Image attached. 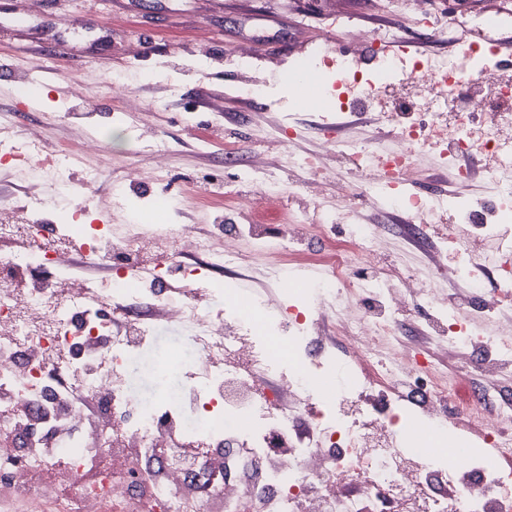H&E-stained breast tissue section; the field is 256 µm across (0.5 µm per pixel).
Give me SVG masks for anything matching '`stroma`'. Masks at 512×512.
Instances as JSON below:
<instances>
[{
  "mask_svg": "<svg viewBox=\"0 0 512 512\" xmlns=\"http://www.w3.org/2000/svg\"><path fill=\"white\" fill-rule=\"evenodd\" d=\"M497 18L499 40L512 44V0H463L446 8L443 0H49L42 16L26 11V0H0V24L17 25L33 53L16 54L0 45V63L30 70L42 83L36 111H28L26 100L17 98L11 78L0 79V108L16 114V129L49 145L72 143L90 137L100 140L105 152L80 160L75 175L96 168L102 173L97 190L82 201L88 220L100 210H112L116 223L127 220L113 194V174L132 164L143 174L135 209L146 212V195L155 189L153 161L142 149L140 137L158 136L178 142L170 159L168 182L174 192L188 198L179 213L168 216L171 224L184 225L197 233L215 234L228 221L223 208L197 199L198 179L205 173L222 175L224 191L234 194L236 174L250 165L282 166L285 192L260 202L259 212L269 223H282L288 194L297 182L310 180L306 171L287 167L289 153H320L336 179L320 204L327 209L349 196L355 174L339 168L326 141V123L335 113L298 112L290 93L296 85L293 71L316 43H330L347 31L359 35L358 46L373 51L381 32L399 31L406 40L420 43L422 52L457 61L460 43L446 32L461 25ZM69 43V61L40 54V47L56 40ZM208 50L209 65L197 60ZM254 57L257 78L276 90L278 105L263 108L250 102L236 103L237 74L234 55ZM128 69L149 74V82L132 84V92L145 104L138 117L123 114L121 100L112 92L113 71ZM209 86L221 96L218 110L199 107L195 98L200 87ZM95 99V111H87L86 99ZM297 113L302 135L284 149L260 141L259 131L278 125L284 113ZM421 180L406 186L409 194L427 187L447 189L477 197L484 191L482 179L457 184L435 161L431 148L417 155ZM250 264L223 277L251 294L270 296L260 273L266 259L264 249L249 237L238 241Z\"/></svg>",
  "mask_w": 512,
  "mask_h": 512,
  "instance_id": "1",
  "label": "stroma"
}]
</instances>
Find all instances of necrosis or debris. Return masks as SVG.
<instances>
[{
	"instance_id": "necrosis-or-debris-1",
	"label": "necrosis or debris",
	"mask_w": 512,
	"mask_h": 512,
	"mask_svg": "<svg viewBox=\"0 0 512 512\" xmlns=\"http://www.w3.org/2000/svg\"><path fill=\"white\" fill-rule=\"evenodd\" d=\"M472 34L461 65L320 45L308 56V68L338 76L325 93L336 114L374 112L398 145L332 140L363 178L352 205L334 211L316 203L319 158L293 157L316 175L312 206L285 224L248 227L272 254L263 275L274 303H240L212 282L197 292L183 256L211 270L241 266L236 227L223 225L217 241L136 223L112 238L82 223L77 202L101 176L73 177L77 154L94 143L52 147L0 121V164L37 176L24 205L0 209V391L13 399L0 413V477L30 512L56 496L70 512H512V403L490 401L495 379L512 373V73L483 28ZM424 145L462 183L472 177L462 158L484 160L486 198L405 194ZM238 180L247 190L225 198V210L248 211L280 189L273 167L250 166ZM358 200L405 221L363 223ZM426 229L436 256L411 270L377 264L383 234L404 254ZM308 238L323 250L305 280L294 259ZM77 254L112 267L109 288L69 283ZM449 282L469 286L471 305L438 295ZM416 308L434 350L475 354L470 368L485 385L468 406L457 403L454 373L406 339ZM153 311L180 328L183 344L159 366L177 376V391L145 401L129 376L152 344ZM174 442L197 445L192 465L171 452ZM448 444L452 454H440ZM192 482L202 495L182 494Z\"/></svg>"
}]
</instances>
